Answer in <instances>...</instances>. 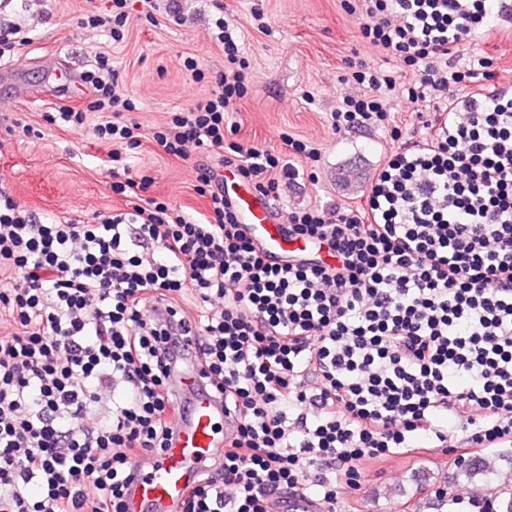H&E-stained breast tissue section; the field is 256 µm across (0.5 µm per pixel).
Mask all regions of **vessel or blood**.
<instances>
[{"instance_id": "b4317fda", "label": "vessel or blood", "mask_w": 512, "mask_h": 512, "mask_svg": "<svg viewBox=\"0 0 512 512\" xmlns=\"http://www.w3.org/2000/svg\"><path fill=\"white\" fill-rule=\"evenodd\" d=\"M224 194L241 223L247 224L266 250L277 255L291 251L286 217L270 198L237 174L225 177ZM168 388L184 395L189 406L174 418L170 447L136 462L125 495L127 512H177L197 478L221 465L224 447L238 426L225 414L221 402L206 391L191 357H184L181 367L173 371Z\"/></svg>"}]
</instances>
